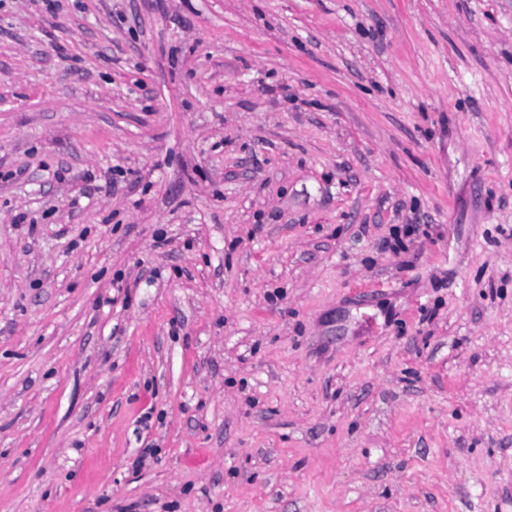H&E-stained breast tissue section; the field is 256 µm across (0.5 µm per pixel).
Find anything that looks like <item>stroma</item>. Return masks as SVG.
I'll use <instances>...</instances> for the list:
<instances>
[{"instance_id": "35a3bbf8", "label": "stroma", "mask_w": 512, "mask_h": 512, "mask_svg": "<svg viewBox=\"0 0 512 512\" xmlns=\"http://www.w3.org/2000/svg\"><path fill=\"white\" fill-rule=\"evenodd\" d=\"M0 512H512V0H0Z\"/></svg>"}]
</instances>
